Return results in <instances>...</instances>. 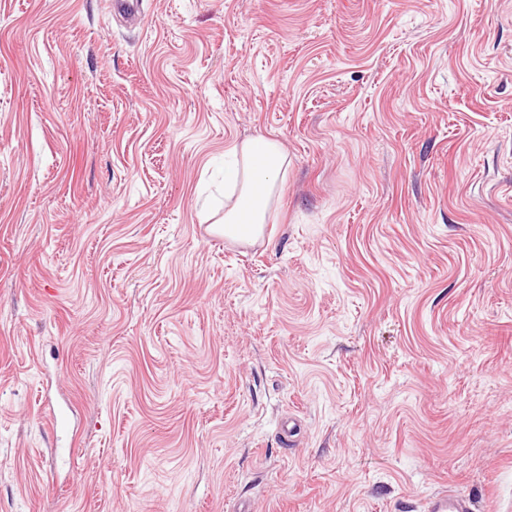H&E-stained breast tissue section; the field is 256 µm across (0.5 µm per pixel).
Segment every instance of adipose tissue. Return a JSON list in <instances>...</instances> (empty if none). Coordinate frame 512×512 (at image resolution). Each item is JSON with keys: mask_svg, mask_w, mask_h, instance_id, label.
I'll return each mask as SVG.
<instances>
[{"mask_svg": "<svg viewBox=\"0 0 512 512\" xmlns=\"http://www.w3.org/2000/svg\"><path fill=\"white\" fill-rule=\"evenodd\" d=\"M233 155L236 162L225 170L224 181L238 193L224 208L221 229L225 237L246 240L260 234L288 160L275 141L263 137L245 142Z\"/></svg>", "mask_w": 512, "mask_h": 512, "instance_id": "adipose-tissue-1", "label": "adipose tissue"}]
</instances>
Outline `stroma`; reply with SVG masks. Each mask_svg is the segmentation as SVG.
<instances>
[{
	"label": "stroma",
	"mask_w": 512,
	"mask_h": 512,
	"mask_svg": "<svg viewBox=\"0 0 512 512\" xmlns=\"http://www.w3.org/2000/svg\"><path fill=\"white\" fill-rule=\"evenodd\" d=\"M443 491L512 512V0H0V512ZM236 162L224 169V183L238 188L229 205L224 204V217L218 224L225 238L246 240L258 236L274 203L279 175L288 160L273 140L259 137L234 148Z\"/></svg>",
	"instance_id": "35a3bbf8"
}]
</instances>
